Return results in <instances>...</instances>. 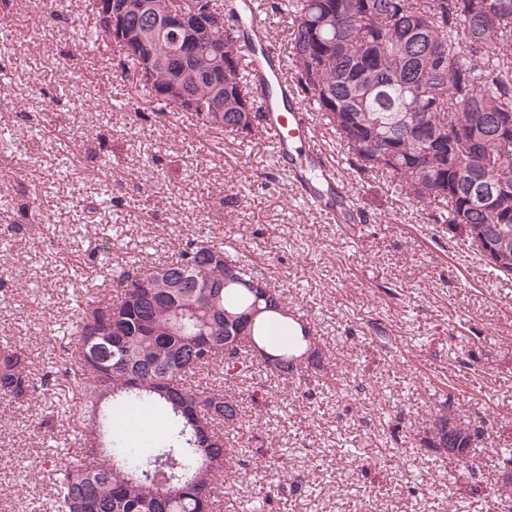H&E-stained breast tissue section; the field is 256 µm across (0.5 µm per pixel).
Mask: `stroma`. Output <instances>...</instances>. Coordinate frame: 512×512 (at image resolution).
Here are the masks:
<instances>
[{
    "label": "stroma",
    "mask_w": 512,
    "mask_h": 512,
    "mask_svg": "<svg viewBox=\"0 0 512 512\" xmlns=\"http://www.w3.org/2000/svg\"><path fill=\"white\" fill-rule=\"evenodd\" d=\"M85 0H65L57 18L43 0H0V44L9 53L0 86V344L26 350L34 400L0 405V512H43L56 462L75 455L74 423L60 410L76 399L62 379L56 330L73 319L75 289H115L91 257L101 238L113 256L162 264L189 240L236 244L307 316L329 372L349 392L316 381L234 385L245 436L293 447L287 460L258 453L237 467L223 512H251L280 484L274 512H501L502 464L512 449V278L498 275L431 207L396 193L389 174L366 173L315 119L318 142L364 222L331 224L305 205L273 161L265 134L248 137L201 126L195 113H159L92 36ZM82 81H74L73 71ZM49 113L72 138L80 204L70 208L53 174L61 155ZM112 206L89 209L103 176ZM25 187L37 207L21 226ZM49 232H40V225ZM87 274L76 280L73 269ZM270 406L252 403L256 383ZM481 428L464 455L423 442L440 410ZM52 418L50 433L38 422Z\"/></svg>",
    "instance_id": "35a3bbf8"
}]
</instances>
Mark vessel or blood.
Instances as JSON below:
<instances>
[{"mask_svg": "<svg viewBox=\"0 0 512 512\" xmlns=\"http://www.w3.org/2000/svg\"><path fill=\"white\" fill-rule=\"evenodd\" d=\"M247 21L250 36L242 43V53L245 59L259 58L264 62L257 89L258 110L276 164L295 166L320 191L344 194V183L333 179L316 140L311 108L297 90L295 80L287 77L286 59L269 35L257 0H251Z\"/></svg>", "mask_w": 512, "mask_h": 512, "instance_id": "vessel-or-blood-1", "label": "vessel or blood"}]
</instances>
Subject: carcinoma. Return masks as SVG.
Here are the masks:
<instances>
[{
    "label": "carcinoma",
    "mask_w": 512,
    "mask_h": 512,
    "mask_svg": "<svg viewBox=\"0 0 512 512\" xmlns=\"http://www.w3.org/2000/svg\"><path fill=\"white\" fill-rule=\"evenodd\" d=\"M142 2L145 9L123 21L143 40L153 71L141 75L136 60L120 57L121 72L160 109L178 110L162 93L178 80L202 125L216 105L224 107L221 128L259 131L250 67L242 64L245 25L230 23L244 0H209L224 12V28L186 34L192 48L184 53L161 33L159 4ZM265 8L291 17L295 79L358 169L390 174L399 193L433 206V223L478 251L469 224L481 225L493 245L512 240V136L493 126L512 115V0H265ZM223 45L235 47L234 61L224 60ZM476 178L496 186L480 209L471 202ZM112 194L111 180H100L89 207L111 204ZM114 272L120 294L76 297V340L62 346L81 410L80 458L56 465L47 512H219L224 474L253 452L250 439L239 448L224 440L243 418L228 384L256 367L285 381L316 377L338 393L346 384L328 375L310 323L279 312L288 307L283 292L222 241L194 239L175 260L150 268L123 259ZM278 317L297 325L283 342L269 332ZM254 343L279 363L257 360ZM205 371L212 384L200 387L193 378ZM38 392L26 353L1 345L0 403ZM146 408L161 424L132 441L123 415ZM478 434L444 411L424 441L459 457Z\"/></svg>",
    "instance_id": "1"
}]
</instances>
